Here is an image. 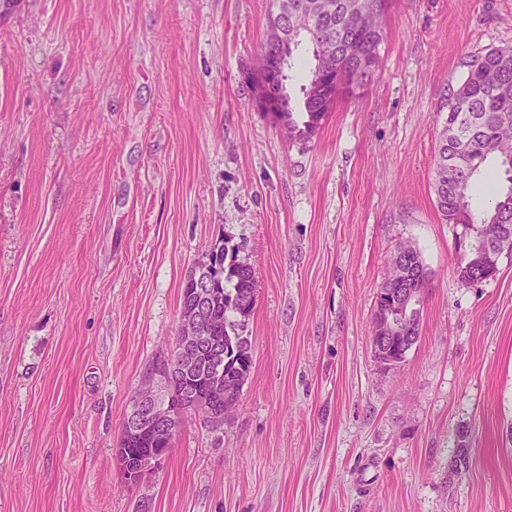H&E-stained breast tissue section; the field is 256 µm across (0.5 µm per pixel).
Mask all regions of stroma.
I'll list each match as a JSON object with an SVG mask.
<instances>
[{
    "instance_id": "obj_1",
    "label": "stroma",
    "mask_w": 512,
    "mask_h": 512,
    "mask_svg": "<svg viewBox=\"0 0 512 512\" xmlns=\"http://www.w3.org/2000/svg\"><path fill=\"white\" fill-rule=\"evenodd\" d=\"M268 7L0 0V512H512V253L461 281L432 188L440 106L512 45V0H393L374 82L305 144L252 103ZM222 240L257 273L239 405L128 483L124 417ZM405 243L430 283L385 368ZM405 249V252L403 254V262H401V276L394 280V281H388L386 280L383 285L381 286L379 292L376 296L375 301V309H374V317H373V326H372V335L378 336V327L381 325L388 316L392 313V318L389 320L387 324V329L392 334H397L402 329L403 322L401 321L400 317L403 316V312L406 311V308L411 305V303L414 301L413 297H408L406 292L402 291H396L389 294L390 298V306L387 302V297L383 291H389L391 289L397 290V288H411V290L416 293L417 295V301L413 304L412 309V317L411 321L409 322L406 332L404 335L397 336H407L406 339L403 341L400 339L398 342V351L396 354V357L398 358L399 354H401V357L398 358L399 363L404 360L406 357L407 352L412 349V347L417 343L419 336H420V324H421V311L420 308H417V306H420L421 304V295L423 293L424 288L427 287L428 279L427 276H424V272H427V268L424 265L423 259L421 257L420 252H418L413 246L410 245H404L402 246ZM391 308V309H390ZM393 312H392V311ZM398 311V314L397 312ZM397 336H378L382 340H387L391 337H397ZM409 336H412L413 339L411 340L413 342V345L409 347L408 351L406 353H403L402 348L405 344L409 341Z\"/></svg>"
}]
</instances>
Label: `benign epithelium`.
<instances>
[{"instance_id":"benign-epithelium-1","label":"benign epithelium","mask_w":512,"mask_h":512,"mask_svg":"<svg viewBox=\"0 0 512 512\" xmlns=\"http://www.w3.org/2000/svg\"><path fill=\"white\" fill-rule=\"evenodd\" d=\"M283 64L270 50L259 54L256 73L258 85L253 94L254 105L263 110L275 112L278 100L274 92V81ZM198 303L180 305V325L172 352L165 363L156 370L146 372L139 390L132 401L123 423V438L148 433L152 440L160 444L149 448L136 457H131L122 446L113 449L114 456L120 459L123 474L129 483L138 482L149 470L156 467L170 452L168 444L176 434L184 413L201 416L212 427L224 424L236 406V401L227 397L234 389L219 381L216 390L224 396V409L213 408L211 395L203 396L185 389L173 399L166 393V383L175 378L187 376L200 365H210L217 370L224 369V350L207 335V325L203 321L202 309L209 306L212 295L201 288L196 289ZM392 318L387 324L389 332L396 334L402 329L401 313L411 305L414 298L407 293L396 291L389 294Z\"/></svg>"}]
</instances>
